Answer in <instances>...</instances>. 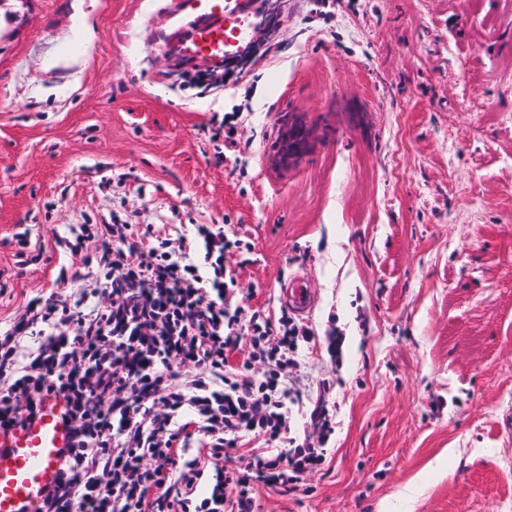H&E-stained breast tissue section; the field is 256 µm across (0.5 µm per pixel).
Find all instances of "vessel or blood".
<instances>
[{"mask_svg":"<svg viewBox=\"0 0 512 512\" xmlns=\"http://www.w3.org/2000/svg\"><path fill=\"white\" fill-rule=\"evenodd\" d=\"M249 7L248 0H191L187 39L196 54L213 67H223L224 47L241 39L237 17ZM284 298L295 310L307 311L312 299L308 282L289 281ZM66 415V399L58 395L41 404L26 428L0 431V512H39L72 446Z\"/></svg>","mask_w":512,"mask_h":512,"instance_id":"b4317fda","label":"vessel or blood"}]
</instances>
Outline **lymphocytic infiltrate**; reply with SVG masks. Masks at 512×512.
<instances>
[{"label":"lymphocytic infiltrate","mask_w":512,"mask_h":512,"mask_svg":"<svg viewBox=\"0 0 512 512\" xmlns=\"http://www.w3.org/2000/svg\"><path fill=\"white\" fill-rule=\"evenodd\" d=\"M196 235L199 262L186 237L148 224L80 225L68 249L82 269L59 275L70 294L33 298L0 329V428L58 393L69 406L76 446L40 512H255V485L285 488L320 464L322 449L292 448L225 469L227 436L287 434L296 333L284 316L229 314L224 252L241 242L207 224ZM243 340L253 376L224 370Z\"/></svg>","instance_id":"obj_1"}]
</instances>
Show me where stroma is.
Returning <instances> with one entry per match:
<instances>
[{"mask_svg":"<svg viewBox=\"0 0 512 512\" xmlns=\"http://www.w3.org/2000/svg\"><path fill=\"white\" fill-rule=\"evenodd\" d=\"M268 5L210 73L170 0H0V322L74 225L223 226L228 312L313 297L284 445L324 460L258 512H512V0ZM286 302L298 312H305L311 304V288L306 280L295 278L284 289Z\"/></svg>","mask_w":512,"mask_h":512,"instance_id":"35a3bbf8","label":"stroma"}]
</instances>
